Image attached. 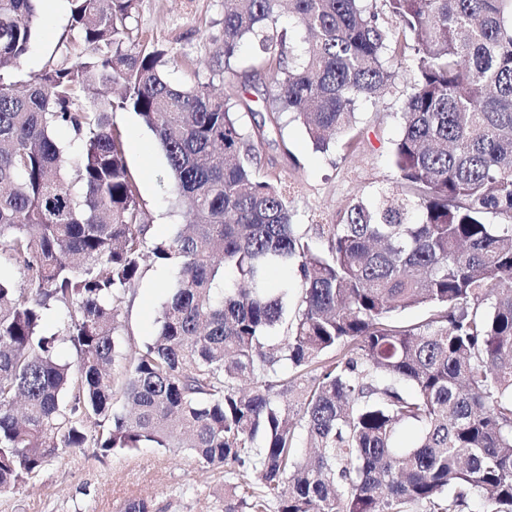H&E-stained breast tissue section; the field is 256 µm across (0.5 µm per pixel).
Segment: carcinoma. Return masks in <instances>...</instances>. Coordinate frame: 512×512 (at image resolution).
Listing matches in <instances>:
<instances>
[{
    "label": "carcinoma",
    "mask_w": 512,
    "mask_h": 512,
    "mask_svg": "<svg viewBox=\"0 0 512 512\" xmlns=\"http://www.w3.org/2000/svg\"><path fill=\"white\" fill-rule=\"evenodd\" d=\"M38 2L0 0V268L27 283L0 276V490L91 443L224 469V512H466L476 494L512 512V0H383L390 24L371 0H288L286 28L283 0H224L213 75L249 45L273 83L250 130L244 96L175 83V57L130 41L138 0H69L70 40L91 53L14 78ZM394 61L416 74L396 189L298 232L262 164L282 115L324 153ZM118 109L153 132L192 219L151 245ZM148 254L177 270L129 359L118 317ZM276 268L300 282L291 316ZM414 307L427 318L400 323Z\"/></svg>",
    "instance_id": "obj_1"
}]
</instances>
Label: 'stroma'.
Here are the masks:
<instances>
[{
    "instance_id": "obj_1",
    "label": "stroma",
    "mask_w": 512,
    "mask_h": 512,
    "mask_svg": "<svg viewBox=\"0 0 512 512\" xmlns=\"http://www.w3.org/2000/svg\"><path fill=\"white\" fill-rule=\"evenodd\" d=\"M223 16L224 0H139L131 37L173 51L178 65L170 76L175 81L207 83L221 94L229 93L231 86L247 85L254 110L241 112L240 117L249 128L255 116L269 110L267 82L251 77L244 64L235 75L213 76L210 35L219 29ZM69 17L65 6L48 7L39 15L36 38L15 70L16 78H30L49 64L70 65L87 54L86 46L66 45ZM413 78L409 65H402L393 87L376 102L358 107L356 131L361 144L357 149H348L340 141L328 152L315 151L294 122L284 127L282 141L268 148L288 186L298 230L336 223L353 201L368 200L395 187L398 171L392 147L402 133L403 94ZM112 122L123 135L124 157L150 226L149 239L170 238L184 218L169 207L171 179L164 154L134 112L115 111ZM137 140L145 144V151L135 150ZM172 281L169 266L149 259L142 262L119 316L127 354H135L154 335ZM133 496L154 499L159 512H222L224 477L221 470L203 468L184 452L142 448L98 458L89 448H67L18 489L0 492V512H120Z\"/></svg>"
}]
</instances>
